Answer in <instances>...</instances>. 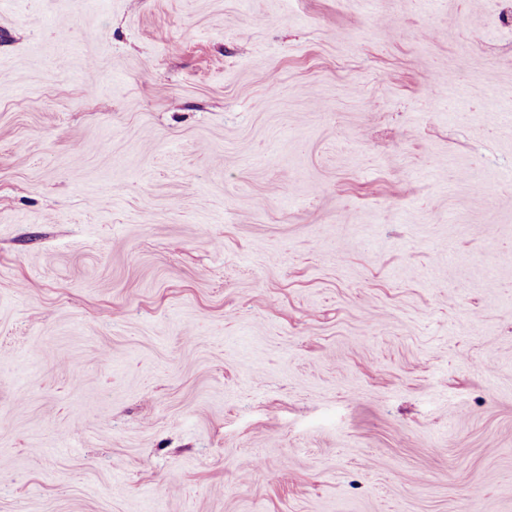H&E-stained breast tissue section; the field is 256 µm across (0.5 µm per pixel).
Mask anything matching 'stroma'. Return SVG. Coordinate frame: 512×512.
<instances>
[{"label": "stroma", "mask_w": 512, "mask_h": 512, "mask_svg": "<svg viewBox=\"0 0 512 512\" xmlns=\"http://www.w3.org/2000/svg\"><path fill=\"white\" fill-rule=\"evenodd\" d=\"M0 512H512V0H0Z\"/></svg>", "instance_id": "1"}]
</instances>
